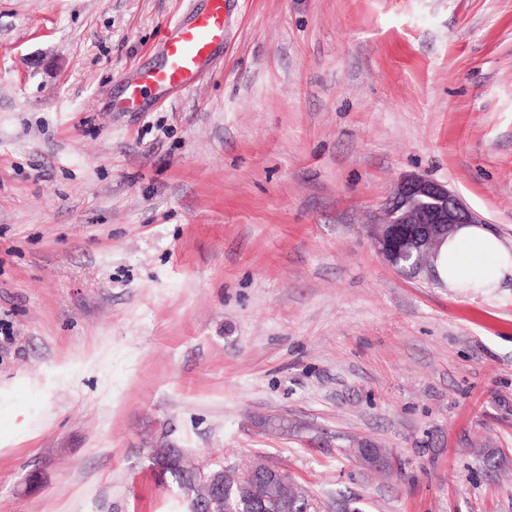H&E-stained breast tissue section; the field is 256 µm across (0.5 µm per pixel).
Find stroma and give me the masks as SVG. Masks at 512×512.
<instances>
[{
    "label": "stroma",
    "instance_id": "1",
    "mask_svg": "<svg viewBox=\"0 0 512 512\" xmlns=\"http://www.w3.org/2000/svg\"><path fill=\"white\" fill-rule=\"evenodd\" d=\"M191 4L0 0V512H188L161 444L317 512H512V285L367 233L416 173L512 243V0H229L222 63L114 110ZM354 453L363 466L383 469L391 473L389 459L382 448H375L370 444H364L360 445L359 448H354ZM300 493L303 494L299 498ZM304 493H307L305 488L290 483L288 485V491L282 496L281 503L279 505L282 509H284L282 512H288V509L293 506V503L297 498H299V503L296 506L295 512H315L314 504L312 503L309 496Z\"/></svg>",
    "mask_w": 512,
    "mask_h": 512
}]
</instances>
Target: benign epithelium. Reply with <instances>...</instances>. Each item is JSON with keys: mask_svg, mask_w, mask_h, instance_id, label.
Listing matches in <instances>:
<instances>
[{"mask_svg": "<svg viewBox=\"0 0 512 512\" xmlns=\"http://www.w3.org/2000/svg\"><path fill=\"white\" fill-rule=\"evenodd\" d=\"M480 223L482 220L447 185L424 175L408 174L394 183L382 204L380 221L368 226V234L377 252L397 271H402L401 263L410 261L417 273L430 275L439 238L458 224ZM354 453L366 467L391 471L387 454L381 448L364 444ZM182 459L177 448H156L151 454L153 465L162 471L179 467ZM237 474L236 469L221 467L199 475L189 501L195 504V509H201L220 494L227 478ZM279 477V467L267 464L256 479L240 481L239 488L253 507L262 508L266 486Z\"/></svg>", "mask_w": 512, "mask_h": 512, "instance_id": "7a95c632", "label": "benign epithelium"}]
</instances>
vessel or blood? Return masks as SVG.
I'll return each instance as SVG.
<instances>
[{
  "label": "vessel or blood",
  "instance_id": "obj_1",
  "mask_svg": "<svg viewBox=\"0 0 512 512\" xmlns=\"http://www.w3.org/2000/svg\"><path fill=\"white\" fill-rule=\"evenodd\" d=\"M225 4L208 0L205 10L174 25L159 48V64L140 70L137 79L126 84L120 108L148 112L193 90L224 48Z\"/></svg>",
  "mask_w": 512,
  "mask_h": 512
}]
</instances>
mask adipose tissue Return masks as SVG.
Listing matches in <instances>:
<instances>
[{
    "mask_svg": "<svg viewBox=\"0 0 512 512\" xmlns=\"http://www.w3.org/2000/svg\"><path fill=\"white\" fill-rule=\"evenodd\" d=\"M435 273L450 290L479 293L512 281V247L479 224L456 227L439 246Z\"/></svg>",
    "mask_w": 512,
    "mask_h": 512,
    "instance_id": "obj_1",
    "label": "adipose tissue"
}]
</instances>
